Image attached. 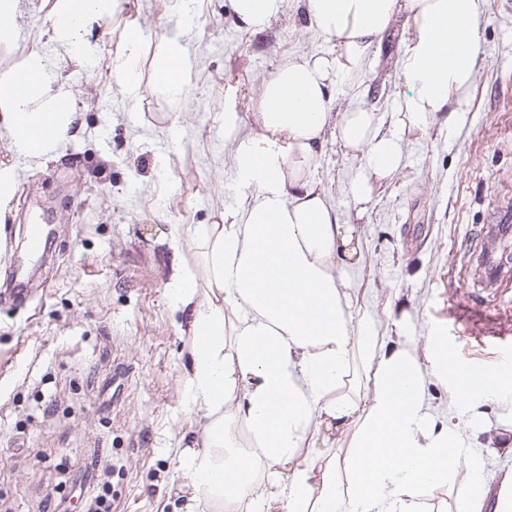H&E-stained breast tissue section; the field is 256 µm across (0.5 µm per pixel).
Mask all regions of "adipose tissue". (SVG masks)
<instances>
[{
  "label": "adipose tissue",
  "mask_w": 512,
  "mask_h": 512,
  "mask_svg": "<svg viewBox=\"0 0 512 512\" xmlns=\"http://www.w3.org/2000/svg\"><path fill=\"white\" fill-rule=\"evenodd\" d=\"M112 0H40L52 22L48 40L81 58L82 33L110 14ZM241 28L257 34L297 10L333 50L296 53L279 61L255 96L241 101L224 90V137L234 148L238 181L250 194L205 225L199 239L206 278L182 268L171 283L177 309L188 315L191 338L187 386L203 448L183 467L212 512L250 498L279 503L282 512H416L419 487L447 478L462 461L457 429L437 424L424 394L427 383L452 384L473 429L484 430L488 453L512 449V428L483 426L485 399L512 397V377L482 387L449 382L447 350L424 349L394 323L400 342L354 315L342 269L360 263L356 227L342 222L313 179L328 141L358 161L348 195L365 212L375 187L404 166V132L427 134L451 96L474 78L485 0H230ZM409 33L399 63L404 87L390 122L359 103L333 110V91L359 85L373 50L397 19ZM114 74L138 94L142 35L122 28ZM153 61L156 82L183 93L192 62L178 37L161 36ZM33 79L0 93V129L16 153L42 159L62 141L73 110L59 95L44 57L26 68ZM364 355L367 391L344 387L356 355ZM248 432V458L224 459L238 447L230 430ZM348 435L343 460L308 463L328 433ZM344 466L345 484L336 481Z\"/></svg>",
  "instance_id": "ef3b65f1"
}]
</instances>
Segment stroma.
<instances>
[{"label": "stroma", "mask_w": 512, "mask_h": 512, "mask_svg": "<svg viewBox=\"0 0 512 512\" xmlns=\"http://www.w3.org/2000/svg\"><path fill=\"white\" fill-rule=\"evenodd\" d=\"M132 2L144 37L136 98L112 77L124 10L94 24L77 62L42 41L44 12L21 0L20 36L0 45V79L38 52L53 65V91L71 93L78 114L44 164L0 135V161L19 181L12 218L0 224V512H84L104 487L112 512H188L183 452L202 440L185 377L190 339L169 283L177 265L200 270L202 256L171 230L202 229L245 193L224 139L225 85L253 95L280 59L332 48L292 7L254 35L230 0H195L188 11L178 0ZM485 14L475 76L453 96V118H438L426 137L404 136L405 167L363 216L346 193L357 164L336 145L313 174L360 233L363 262L346 270L357 318L389 330L409 312L419 343L442 337L470 367L512 348V289L490 294L466 268L493 202L512 195V0H486ZM162 29L194 61L177 102L152 75ZM406 38L396 23L363 79V103L385 118L402 90ZM34 221L50 229L38 256L24 244ZM426 399L481 454L450 390L428 386ZM468 484L461 468L426 486L422 512H455Z\"/></svg>", "instance_id": "stroma-1"}]
</instances>
